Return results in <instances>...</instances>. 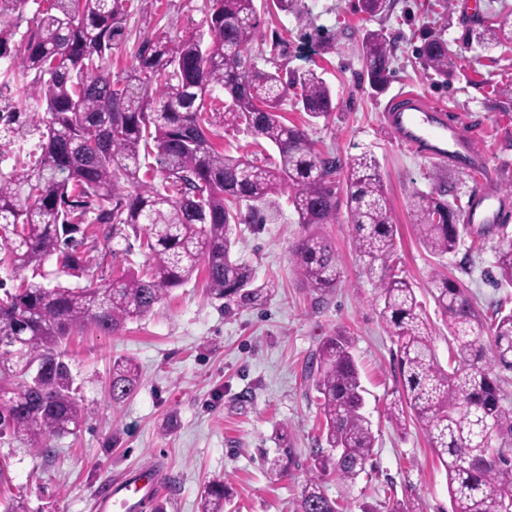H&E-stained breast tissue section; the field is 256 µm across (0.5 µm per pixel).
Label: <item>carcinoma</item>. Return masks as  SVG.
<instances>
[{"label":"carcinoma","instance_id":"cac0c4a2","mask_svg":"<svg viewBox=\"0 0 512 512\" xmlns=\"http://www.w3.org/2000/svg\"><path fill=\"white\" fill-rule=\"evenodd\" d=\"M31 1L38 2L0 0V61L33 75L22 98L48 115L42 126L27 113L13 119L19 135L39 133L41 154L29 166L0 172V268L20 278L10 290L0 278V436L23 439L48 457L52 440L80 430L86 414L61 351L77 331H122L152 315L201 267L224 311L257 301L254 269L233 256L237 225L276 220L273 196L286 187L297 222L307 228L290 263L316 305L341 281L340 255L319 228L336 223L345 204L354 251L377 278L379 317L396 345L400 386L387 417L403 430L416 422L424 431L445 470L450 512H512V406L503 404L506 379L494 373L512 370V309L500 303L489 315L481 312L439 265L431 296L448 330V366L441 365L433 326L397 261L396 225L375 155L325 154L304 128L284 122L288 94L309 125L328 120L333 95L315 72L276 63L275 42L255 57L254 0H209L208 44L194 33L154 32L115 78L105 63L121 49L130 0H46L17 40L12 22ZM391 8V0H357L370 20ZM467 42L485 51L512 44V25L479 20ZM360 53L371 87L384 91L394 59L384 29L365 30ZM449 54L440 35L418 58L424 71L446 81ZM260 59L274 69L259 66ZM217 91L225 98L218 122L273 147L274 166L213 146L201 116ZM409 206L416 236L432 255L456 250L467 227L450 190L416 191ZM131 235L148 262L117 279L95 277L87 248L111 249L114 239ZM53 256L61 271L96 283L48 288L23 277ZM495 268L496 286L512 288L511 244L496 251ZM306 375L317 392L322 446L313 450L295 512H345L324 492L325 477L349 487L370 475L376 442L346 331L318 343ZM138 386L135 363L113 362V400L128 399ZM228 500L226 483L212 481L200 512H224Z\"/></svg>","mask_w":512,"mask_h":512}]
</instances>
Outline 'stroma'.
Returning a JSON list of instances; mask_svg holds the SVG:
<instances>
[{
    "label": "stroma",
    "instance_id": "35a3bbf8",
    "mask_svg": "<svg viewBox=\"0 0 512 512\" xmlns=\"http://www.w3.org/2000/svg\"><path fill=\"white\" fill-rule=\"evenodd\" d=\"M304 3L299 18L268 11L266 0H254L261 16L257 44L280 39L289 70L315 71L329 85L336 114L308 129L320 148L343 158L369 150L378 158L398 229L397 256L427 313H434L430 281L438 259L416 238L408 200L414 191L442 184L465 203L475 182L461 168L399 146L382 109L405 86L452 110L488 155L498 205L512 213V98L501 93L512 82V46L487 52L467 43L473 20L512 22V0H452L445 14L435 0H394L386 18L372 21L356 12L355 0ZM208 7V0H131L125 41L109 71L118 74L131 65L150 29L204 32ZM322 28L336 34L332 49L318 42ZM368 28L384 29L393 45V74L380 93L370 88L358 51ZM439 34L452 52L453 74L445 82L425 75L417 58L425 41ZM275 200L279 219L240 225L235 247L258 282L273 283L267 298L225 312L223 300L207 294L205 275L198 272L153 315L128 322L118 334L88 327L73 335L65 361L87 420L77 435L54 440L49 457L35 454L21 439L0 438V498L20 496L28 512H94L102 492L140 468L156 470L162 484L163 497L151 512H199L204 487L216 479L229 487L224 512H293L309 476L320 418L304 365L324 336L344 330L376 436L375 474L350 489L328 479L326 494L347 499L350 512L364 506L385 512L389 489L409 497L420 512H450L445 472L419 425L402 432L387 418L396 388V347L378 317L377 281L352 247L346 211L321 228L341 256L343 277L316 306L289 262V250L305 228L286 193ZM484 242L478 253L460 244L445 261L449 276L461 280L486 312L505 294L493 277L495 251L506 241L491 233ZM128 358L140 368V387L117 404L109 394L112 364ZM285 448L295 456L283 476H272L270 464Z\"/></svg>",
    "mask_w": 512,
    "mask_h": 512
}]
</instances>
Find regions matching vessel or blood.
<instances>
[{"label":"vessel or blood","instance_id":"obj_1","mask_svg":"<svg viewBox=\"0 0 512 512\" xmlns=\"http://www.w3.org/2000/svg\"><path fill=\"white\" fill-rule=\"evenodd\" d=\"M384 110L386 122L401 145L434 162L460 166L467 174L477 176L484 173V156L475 150L462 123L449 119L446 108L430 102L416 91L402 88ZM497 199L496 190L479 191L467 204V222H501ZM158 487V481L142 472H131L99 497L98 512H142L144 505L154 499Z\"/></svg>","mask_w":512,"mask_h":512}]
</instances>
